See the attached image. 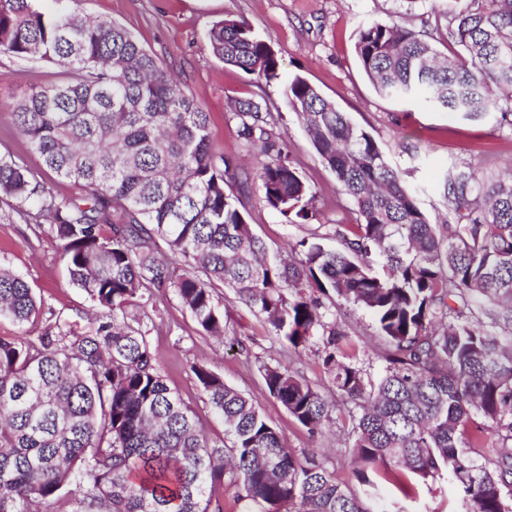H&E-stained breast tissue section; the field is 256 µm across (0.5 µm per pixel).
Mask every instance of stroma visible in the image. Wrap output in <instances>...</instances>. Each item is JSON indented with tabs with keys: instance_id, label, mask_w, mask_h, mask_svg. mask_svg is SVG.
I'll list each match as a JSON object with an SVG mask.
<instances>
[{
	"instance_id": "35a3bbf8",
	"label": "stroma",
	"mask_w": 512,
	"mask_h": 512,
	"mask_svg": "<svg viewBox=\"0 0 512 512\" xmlns=\"http://www.w3.org/2000/svg\"><path fill=\"white\" fill-rule=\"evenodd\" d=\"M85 13L119 22L163 67L177 76L208 112L213 147L237 157L245 170L260 167L265 157L259 146L237 136L236 102L250 99L272 113L274 130L288 145L299 174L316 194L317 218L309 224H286L280 215L251 193L243 201L246 219L271 253L287 254L297 241L317 236L325 245L339 246L336 229L357 224L352 201L317 154L311 137L290 108L283 92L285 79L299 76L349 114L354 124L378 144L396 168L431 221L447 216L443 175L447 167L469 164L480 174L503 171L512 163V128L495 117L464 120L409 100L380 96L355 52L360 26L369 21L399 23L427 32L441 55L460 53L449 42L446 28L451 0H83ZM243 18L267 38L280 60L282 77L256 83L241 70L212 54L207 39L213 21ZM55 65L19 61L0 54V99L8 101L31 87L57 81ZM0 266L19 273L32 288L41 310L38 326L64 320L87 327L96 309L87 293L74 286L63 249L46 226L21 220L0 221ZM224 311L223 338L201 335L190 313L173 290L154 306H129L128 318L139 321L149 337L161 373L170 388L195 412L206 436L224 440V423L211 410L192 368L203 365L252 398L266 421L279 431L295 452L313 451L338 480L352 482L353 439L350 419L358 415L353 403L338 395L333 377L322 360L320 337L295 347L271 333L262 317L253 314L229 289L216 291ZM330 318L348 333L343 361L377 380L386 367L384 348L370 314L337 297L327 299ZM280 364L302 376L334 401L333 422L322 435L310 436L265 389L261 367ZM374 499L388 512H466L447 475L422 481L401 470L377 469ZM413 484L415 494L402 489Z\"/></svg>"
}]
</instances>
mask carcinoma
Here are the masks:
<instances>
[{"instance_id": "cac0c4a2", "label": "carcinoma", "mask_w": 512, "mask_h": 512, "mask_svg": "<svg viewBox=\"0 0 512 512\" xmlns=\"http://www.w3.org/2000/svg\"><path fill=\"white\" fill-rule=\"evenodd\" d=\"M0 0V54L40 60L64 79L29 89L0 112L44 169L79 193L0 155V220L47 224L71 282L98 309L92 326L27 328L40 311L23 277L0 267V316L25 327L0 336V512H223L218 486L245 512H375L368 470L442 472L468 512H507L512 493V175L485 181L471 166L444 175L453 223L434 224L375 140L300 76L288 102L359 215L343 248L302 239L298 257L269 255L226 192L257 190L287 224L317 219L315 194L288 159L270 113L239 101L237 136L269 157L254 173L216 152L209 113L123 25L90 17L81 0ZM449 29L464 55L442 60L431 39L370 23L356 42L382 96L415 98L466 119L512 126V0H456ZM211 50L256 81L279 76L268 39L243 18L214 22ZM168 246L170 258L155 250ZM224 287L292 346L319 335L336 391L358 405L353 475L339 481L299 458L253 400L203 365L194 375L230 444L208 440L160 372L126 308L173 289L200 332L224 335L214 290ZM373 316L385 373L365 381L344 364L347 333L326 322L329 293ZM270 396L322 433L334 406L288 368L263 365ZM483 426L467 435L474 418Z\"/></svg>"}]
</instances>
